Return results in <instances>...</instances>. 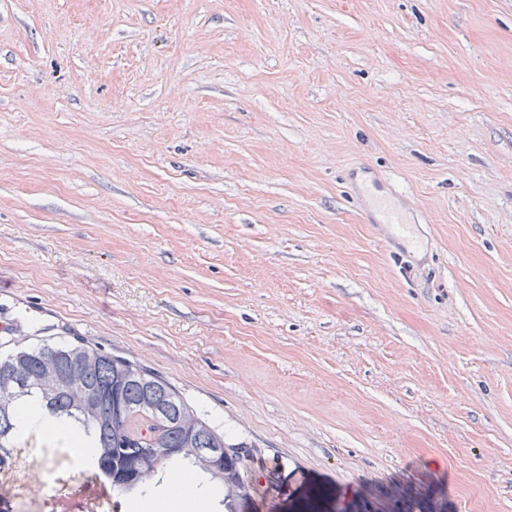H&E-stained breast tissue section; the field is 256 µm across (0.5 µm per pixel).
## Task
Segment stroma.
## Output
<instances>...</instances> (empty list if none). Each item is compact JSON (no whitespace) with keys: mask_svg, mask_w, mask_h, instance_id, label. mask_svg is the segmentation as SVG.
<instances>
[{"mask_svg":"<svg viewBox=\"0 0 512 512\" xmlns=\"http://www.w3.org/2000/svg\"><path fill=\"white\" fill-rule=\"evenodd\" d=\"M5 320L251 446L244 512H512V0H0ZM359 195L364 207L371 213L372 222L384 224L391 241L399 243L406 239L413 240V225L420 224L418 218L404 209L403 203L395 204L391 195L383 190L379 182L372 180L370 185L359 190ZM377 216L380 219H377Z\"/></svg>","mask_w":512,"mask_h":512,"instance_id":"1","label":"stroma"}]
</instances>
